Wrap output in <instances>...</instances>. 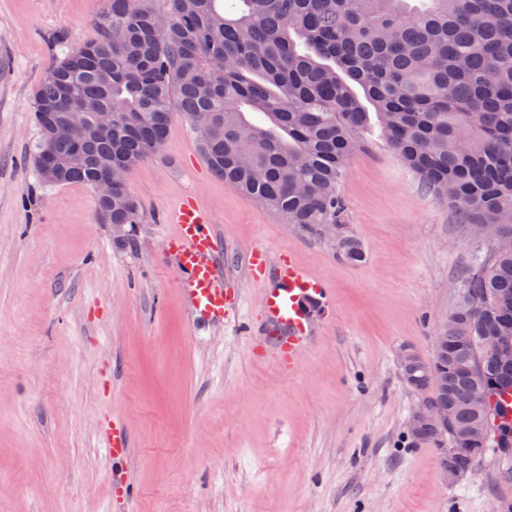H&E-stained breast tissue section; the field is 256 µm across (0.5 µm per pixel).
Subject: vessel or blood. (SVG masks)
<instances>
[{"label":"vessel or blood","instance_id":"1","mask_svg":"<svg viewBox=\"0 0 512 512\" xmlns=\"http://www.w3.org/2000/svg\"><path fill=\"white\" fill-rule=\"evenodd\" d=\"M169 221L175 231L164 247L176 259L177 284L192 314L204 323L223 320L237 297L225 290L215 265L217 238L210 218L188 199L171 212ZM272 278L273 287L263 293L266 319L260 336L267 354L290 372L296 347L311 335L304 303L309 297L325 295L327 289L290 259L278 263Z\"/></svg>","mask_w":512,"mask_h":512}]
</instances>
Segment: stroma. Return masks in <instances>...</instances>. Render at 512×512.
I'll return each mask as SVG.
<instances>
[{
  "label": "stroma",
  "instance_id": "stroma-1",
  "mask_svg": "<svg viewBox=\"0 0 512 512\" xmlns=\"http://www.w3.org/2000/svg\"><path fill=\"white\" fill-rule=\"evenodd\" d=\"M108 0H0V512H503L512 456L487 452L454 483L406 422L421 397L401 348L431 359L459 300L474 238L379 131L344 171L343 235L288 224L215 177L174 116L161 154L135 166L129 243L99 223L83 184L43 185L27 155L32 105L57 51L93 40ZM211 217L227 322L201 324L163 248L186 198ZM292 256L328 286L314 335L280 373L253 334L263 290L244 259ZM129 458L113 467L102 429Z\"/></svg>",
  "mask_w": 512,
  "mask_h": 512
}]
</instances>
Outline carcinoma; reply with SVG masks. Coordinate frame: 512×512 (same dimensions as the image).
I'll return each mask as SVG.
<instances>
[{"mask_svg": "<svg viewBox=\"0 0 512 512\" xmlns=\"http://www.w3.org/2000/svg\"><path fill=\"white\" fill-rule=\"evenodd\" d=\"M167 2L162 14L153 0H108L97 37L49 68L33 110L40 181L112 180L97 215L128 226L113 238L124 244L141 223L127 174L166 138L176 110L224 182L289 224L339 226L345 166L359 134L379 127L461 222L501 236L497 252L475 254L458 278L460 293L484 299L481 329L454 309L438 353L406 380L450 407L455 428L483 425L469 450L439 453L440 465L470 471L489 448L498 397L512 389V367L481 340L512 323V0H239L232 15L222 0ZM58 124L79 138L56 137ZM340 250L363 261L351 238ZM477 388L487 393L479 413ZM415 440L453 442L433 427ZM505 443L511 427L495 435L494 447Z\"/></svg>", "mask_w": 512, "mask_h": 512, "instance_id": "cac0c4a2", "label": "carcinoma"}]
</instances>
